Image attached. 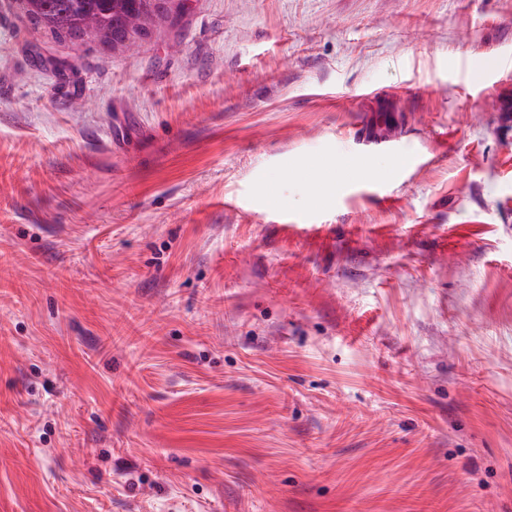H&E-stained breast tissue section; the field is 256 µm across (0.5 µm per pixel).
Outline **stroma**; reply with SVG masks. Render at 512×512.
<instances>
[{"label": "stroma", "instance_id": "stroma-1", "mask_svg": "<svg viewBox=\"0 0 512 512\" xmlns=\"http://www.w3.org/2000/svg\"><path fill=\"white\" fill-rule=\"evenodd\" d=\"M511 104L512 0H0V512H512ZM159 0H19V10L36 32L55 39L118 44L131 19L141 21L135 34L148 32L164 10Z\"/></svg>", "mask_w": 512, "mask_h": 512}]
</instances>
